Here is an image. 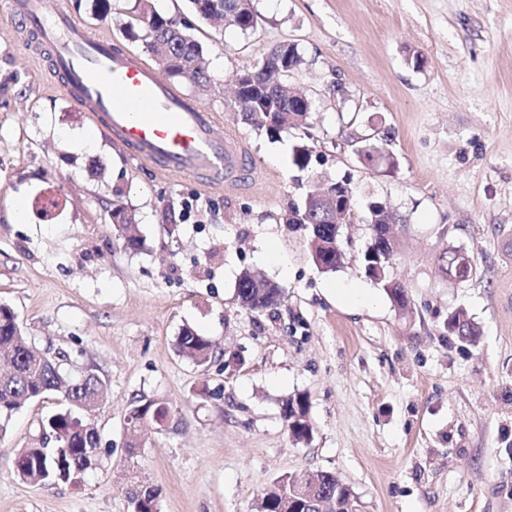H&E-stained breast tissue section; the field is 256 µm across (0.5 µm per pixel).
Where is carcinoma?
<instances>
[{"mask_svg":"<svg viewBox=\"0 0 512 512\" xmlns=\"http://www.w3.org/2000/svg\"><path fill=\"white\" fill-rule=\"evenodd\" d=\"M189 2L192 11L203 19L221 21L242 31L255 24L253 0ZM134 10L138 11L140 27H128L126 37L142 42L168 77L189 81L199 93L208 91L213 79L205 66L201 44L175 21L157 13L150 0H136ZM300 61L295 44L282 43L274 47L248 69L247 89L239 99L232 101L234 108L245 120L259 121L271 134L306 123L311 106L290 97L288 90V67H295ZM342 185L345 186L344 193L353 196L350 182L342 179L309 192L302 204H294L289 209L288 223L304 231L314 263L325 272L336 270L342 261L337 225L348 224L352 219V207L332 211L324 201L327 190ZM367 208L371 216V243L363 254L365 274L382 284L393 304L404 309L408 306V297L405 289L389 275L393 250L385 237V227L396 220V215L380 201L369 202ZM112 223L126 226V248L136 250L143 246L136 234L134 211L119 200L112 202ZM443 262L445 272L461 281L474 274L472 262L460 253L448 255ZM280 293L278 285L248 270L242 271L236 282L238 302L254 312L274 308ZM17 322L14 310L0 303V430L6 431L12 414L26 403L61 394L64 406L42 423V446L19 449L16 471L22 482L31 485L67 483L91 467L96 459L92 449L100 447V436L90 426L88 416L103 396L104 382L91 369L75 376L65 373L61 369L64 355L35 351L24 330L15 327ZM445 328L462 343L473 346L480 343L481 330L463 309L448 317ZM178 347L198 366L209 364L215 357L211 340L189 326L182 329ZM308 413L306 396L296 394L282 400L281 416L289 434L297 441L311 437ZM155 415L166 417L167 405L145 396L134 398L128 412V447H136L132 441L136 421L140 418L150 420ZM297 484L298 481L289 475L278 478L276 491L262 498L261 512H276L280 498L292 492ZM160 496L161 490L157 487L137 486L133 494L134 512H160ZM316 496L324 503L305 499L301 502V512H349L355 506L350 501V487L332 472L321 473Z\"/></svg>","mask_w":512,"mask_h":512,"instance_id":"1","label":"carcinoma"}]
</instances>
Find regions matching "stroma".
<instances>
[{
    "instance_id": "1",
    "label": "stroma",
    "mask_w": 512,
    "mask_h": 512,
    "mask_svg": "<svg viewBox=\"0 0 512 512\" xmlns=\"http://www.w3.org/2000/svg\"><path fill=\"white\" fill-rule=\"evenodd\" d=\"M152 4L204 49L216 89L185 92L243 144L236 190L132 158L56 89L50 55L0 0V302L37 349L65 353L64 371L90 368L106 385L91 418L98 459L68 483L15 473L58 397L12 415L0 512H133L140 484L160 488L161 512H258L276 478L320 471L349 485L360 512H512V0H254L245 32L200 19L188 0ZM52 6L142 53L125 36L133 0H112L105 17L92 0ZM281 43L298 47L289 84L312 110L308 130L272 135L231 108L230 84ZM364 139L380 149L373 161L356 154ZM305 142L301 170L292 156ZM95 161L104 176L89 173ZM344 176L353 219L341 265L325 272L285 217L315 182ZM117 196L142 250H125L110 221ZM373 198L400 218L389 273L403 312L361 265ZM169 202L173 228L159 220ZM454 250L473 260L471 279L441 273ZM244 269L282 288L277 307L239 304ZM338 284L368 289L369 302L337 303ZM459 307L482 330L478 346L444 329ZM187 326L216 346L207 367L177 349ZM231 355L239 364L225 366ZM295 393L310 403L303 443L281 417ZM140 395L170 416L131 448L125 419Z\"/></svg>"
}]
</instances>
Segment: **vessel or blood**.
<instances>
[{
    "mask_svg": "<svg viewBox=\"0 0 512 512\" xmlns=\"http://www.w3.org/2000/svg\"><path fill=\"white\" fill-rule=\"evenodd\" d=\"M15 16L37 31L55 60L58 89L93 122L123 141L135 159L161 173L206 175L210 188H237L245 150L215 114L195 108L176 86L159 79L144 58L47 0H12Z\"/></svg>",
    "mask_w": 512,
    "mask_h": 512,
    "instance_id": "b4317fda",
    "label": "vessel or blood"
}]
</instances>
